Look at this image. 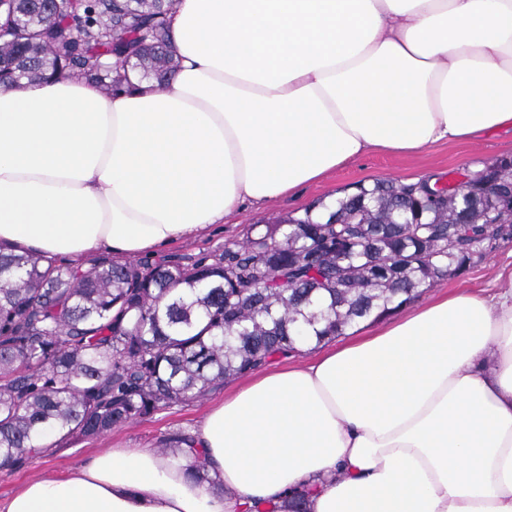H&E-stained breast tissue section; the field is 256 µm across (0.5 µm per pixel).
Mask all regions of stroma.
<instances>
[{"mask_svg":"<svg viewBox=\"0 0 512 512\" xmlns=\"http://www.w3.org/2000/svg\"><path fill=\"white\" fill-rule=\"evenodd\" d=\"M506 156L512 157L511 130H502L472 143H440L409 155L367 154L328 173L321 181L302 186L296 194L279 203L261 209L244 204L235 217L212 225L203 236L159 247L146 252L144 258L189 264L206 254L223 250L225 244L244 241L251 225L266 223L279 215L301 214L317 201L326 202L355 192L358 184L368 185L378 179L410 183L433 174L453 175ZM509 265H512V242L506 241L486 252L464 276L424 289L419 300L424 303L433 295L458 290L488 294L498 270ZM233 387V382H226L213 388L203 400L167 407L149 420L112 429L99 437L54 443L43 456L19 466L0 468V497L12 494L22 483L34 478L68 475L96 451L113 446L154 448L170 434L191 431L207 409Z\"/></svg>","mask_w":512,"mask_h":512,"instance_id":"stroma-1","label":"stroma"}]
</instances>
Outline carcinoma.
Here are the masks:
<instances>
[{"instance_id": "obj_1", "label": "carcinoma", "mask_w": 512, "mask_h": 512, "mask_svg": "<svg viewBox=\"0 0 512 512\" xmlns=\"http://www.w3.org/2000/svg\"><path fill=\"white\" fill-rule=\"evenodd\" d=\"M177 0H8L0 5V83L80 78L108 94L177 68ZM503 159L436 189L376 180L268 224L192 264L62 265L0 251V467L44 453L42 432L101 436L297 350L385 317L420 289L463 276L508 220ZM301 323L306 335H292ZM186 435L158 452L176 456ZM196 479L219 476L198 454ZM296 490L271 512H307Z\"/></svg>"}]
</instances>
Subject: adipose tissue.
<instances>
[{
  "mask_svg": "<svg viewBox=\"0 0 512 512\" xmlns=\"http://www.w3.org/2000/svg\"><path fill=\"white\" fill-rule=\"evenodd\" d=\"M168 88L0 84V247L198 237L348 161L512 130V0H179ZM221 483L193 479L197 449ZM512 512V269L258 372L179 457L101 450L0 512Z\"/></svg>",
  "mask_w": 512,
  "mask_h": 512,
  "instance_id": "ef3b65f1",
  "label": "adipose tissue"
}]
</instances>
